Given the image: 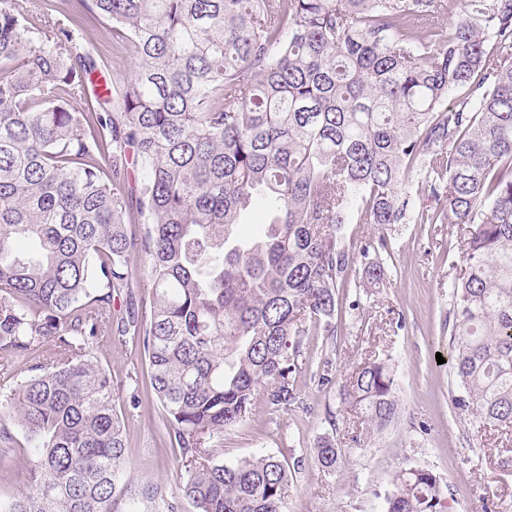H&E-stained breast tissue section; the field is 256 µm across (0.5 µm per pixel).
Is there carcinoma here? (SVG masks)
<instances>
[{"mask_svg":"<svg viewBox=\"0 0 512 512\" xmlns=\"http://www.w3.org/2000/svg\"><path fill=\"white\" fill-rule=\"evenodd\" d=\"M89 23L134 53L101 92L105 61L77 44ZM415 168L432 209L402 192ZM251 206L269 222L238 237ZM411 221L468 228L451 284L453 404L479 432L511 431L512 0H40L36 15L6 0L0 445L17 426L29 454L0 512H132L139 496L176 512L164 487L135 483L96 359L129 337L179 449V498L192 512H283L290 467L224 463V431L261 392L301 404L302 336L310 323L336 335L355 264L344 225ZM363 272L386 275L381 261ZM395 386L369 361L345 398L383 428ZM340 455L315 448L324 468ZM384 502L449 509L415 467Z\"/></svg>","mask_w":512,"mask_h":512,"instance_id":"obj_1","label":"carcinoma"}]
</instances>
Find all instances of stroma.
Listing matches in <instances>:
<instances>
[{"label": "stroma", "mask_w": 512, "mask_h": 512, "mask_svg": "<svg viewBox=\"0 0 512 512\" xmlns=\"http://www.w3.org/2000/svg\"><path fill=\"white\" fill-rule=\"evenodd\" d=\"M345 235L359 266L365 241L386 237V278L374 286L358 272L338 290L336 334L313 325L303 338L296 376L302 407L276 410L256 396L245 421L224 433V463L271 454L294 464L286 512H383L395 475L409 467L439 476L450 512H512V434L476 431L451 399L450 285L463 256L456 227L349 224ZM97 360L112 376L139 486L175 493L178 451L143 354L130 340L101 347ZM367 360L388 362L396 374V415L381 430L342 399L352 371ZM325 370L326 385L319 381ZM133 394L138 404L130 403ZM13 436L12 447L0 446L1 501L25 479L28 444L21 431ZM325 439L343 450L333 470L315 460Z\"/></svg>", "instance_id": "stroma-1"}]
</instances>
